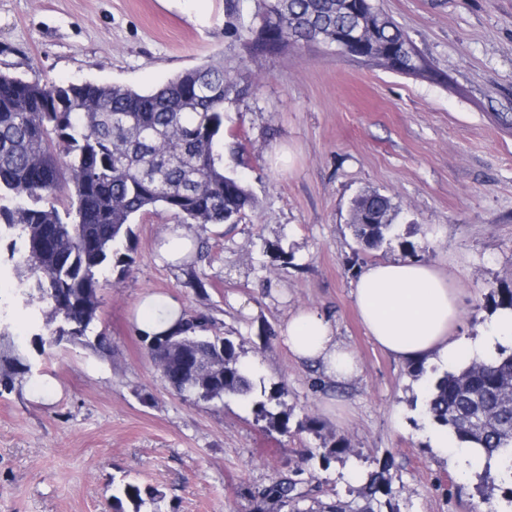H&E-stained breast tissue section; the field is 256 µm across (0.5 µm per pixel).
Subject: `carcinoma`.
Here are the masks:
<instances>
[{"instance_id":"obj_1","label":"carcinoma","mask_w":512,"mask_h":512,"mask_svg":"<svg viewBox=\"0 0 512 512\" xmlns=\"http://www.w3.org/2000/svg\"><path fill=\"white\" fill-rule=\"evenodd\" d=\"M362 15L374 29L373 41L350 47L349 55L369 63L393 61L391 69L438 79L439 74L410 43L392 18L372 0H259L261 22L248 42L254 54L290 45H333L336 34ZM247 89L222 63L188 71L155 92L142 94L119 85L86 82L15 81L0 74V239H10L0 270L17 278L11 301L0 298V384L11 390L31 372L25 341L13 337L9 308L36 309L43 324L30 332L40 348L82 344L104 352L107 336L86 340L98 309V275L119 255L131 233V220L166 211L184 224L239 220L254 208L249 189L224 169V152L239 154L220 138L225 106L238 103ZM73 197L65 211L56 203L64 186ZM391 199L380 193L357 197L351 224L355 239L368 249L390 241ZM59 228L57 247L37 245L41 226ZM196 357L224 362V378L205 388L209 401L232 394L253 398L254 382L228 337H197ZM161 379L176 393L189 384L194 361L179 352L151 353ZM287 394L281 387L253 402L258 420L288 432L289 418L273 412ZM426 414L457 447L476 456L477 489L492 503L497 489L508 488L512 503V351L472 362L430 380ZM350 452L340 436L322 455L325 463ZM392 496L382 472L367 473L357 489L363 504L311 498L298 482L277 479L265 489V512H375L377 495ZM162 494L126 483L114 497L115 512H141ZM312 500L308 508L300 503Z\"/></svg>"}]
</instances>
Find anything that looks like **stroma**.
Masks as SVG:
<instances>
[{"label":"stroma","instance_id":"35a3bbf8","mask_svg":"<svg viewBox=\"0 0 512 512\" xmlns=\"http://www.w3.org/2000/svg\"><path fill=\"white\" fill-rule=\"evenodd\" d=\"M375 3L446 82L322 44L250 55L256 0H213L202 22L160 0H0V73L29 82L150 92L206 63L232 68L249 93L226 108L224 140L245 144L236 172L255 198L238 223L197 231L202 293L156 260L175 216L133 220L130 269L99 274L91 331L108 336L111 354L29 350L31 374L0 391V512H112L128 482L158 489L162 512H260L284 475L349 502L360 473L383 468L398 512H478L465 453L440 447L424 415L425 378L367 335L351 289L376 261L434 264L460 287L455 336L497 334L493 297L512 289V0ZM280 146L285 168L268 160ZM371 192L397 211V239L377 250L349 228L353 200ZM149 294L212 317L257 389L286 387L288 433L238 398L172 391L133 324ZM301 308L334 321L358 378L333 385L295 361L279 326ZM309 417L318 432L303 429ZM339 436L351 455L323 463L324 442Z\"/></svg>","mask_w":512,"mask_h":512}]
</instances>
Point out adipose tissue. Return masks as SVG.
<instances>
[{
    "label": "adipose tissue",
    "mask_w": 512,
    "mask_h": 512,
    "mask_svg": "<svg viewBox=\"0 0 512 512\" xmlns=\"http://www.w3.org/2000/svg\"><path fill=\"white\" fill-rule=\"evenodd\" d=\"M353 303L369 335L394 358L419 363L436 359L455 361L489 356L496 337L473 341L456 338L452 329L461 316L459 290L446 272L415 261H378L357 277ZM181 303L151 295L140 304L135 325L141 335L175 328L183 317ZM279 334L297 361L320 366L332 382L357 378L360 363L340 344L331 320L316 309L292 314Z\"/></svg>",
    "instance_id": "adipose-tissue-1"
}]
</instances>
